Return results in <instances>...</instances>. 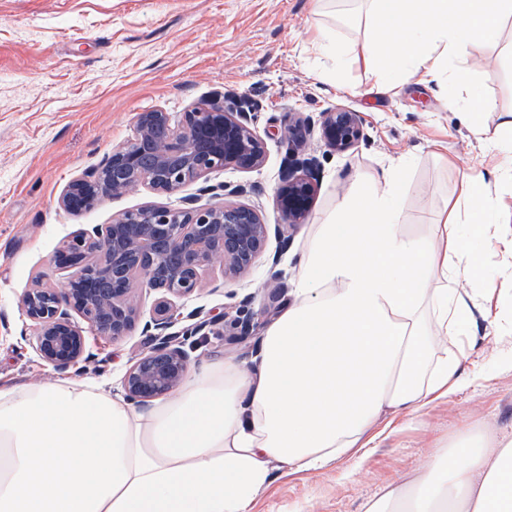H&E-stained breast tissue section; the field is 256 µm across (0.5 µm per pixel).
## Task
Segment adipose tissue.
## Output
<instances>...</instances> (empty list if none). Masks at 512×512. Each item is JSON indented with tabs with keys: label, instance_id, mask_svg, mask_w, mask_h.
Returning a JSON list of instances; mask_svg holds the SVG:
<instances>
[{
	"label": "adipose tissue",
	"instance_id": "ef3b65f1",
	"mask_svg": "<svg viewBox=\"0 0 512 512\" xmlns=\"http://www.w3.org/2000/svg\"><path fill=\"white\" fill-rule=\"evenodd\" d=\"M360 2L381 38L350 52L379 84H442L449 60L495 41L512 16V0ZM401 211L387 169L310 225L260 367L203 363L144 410L88 379L0 387V512H248L270 461L323 467L455 393V344L474 311L503 329L480 290L461 285L482 274L498 200L477 171L438 236L410 234ZM365 512H512V438L452 436Z\"/></svg>",
	"mask_w": 512,
	"mask_h": 512
}]
</instances>
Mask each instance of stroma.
<instances>
[{"instance_id": "35a3bbf8", "label": "stroma", "mask_w": 512, "mask_h": 512, "mask_svg": "<svg viewBox=\"0 0 512 512\" xmlns=\"http://www.w3.org/2000/svg\"><path fill=\"white\" fill-rule=\"evenodd\" d=\"M365 25L343 22L331 9L315 12L314 0H0V385L93 379L123 393L128 367L152 342L141 324L153 314L156 292L140 296V326L112 341L87 333L92 358L59 371L29 344L34 329L20 296L35 276L48 272L59 242L80 229L111 223L123 211L146 205L172 208L179 195L142 186L92 209L70 213L59 198L74 178L95 167L112 148L134 134L139 113L160 109L180 118L195 103L229 93L249 98L259 110L258 130L266 142L264 165L251 172L226 169L215 182L259 185L268 223H280L272 207L288 145L281 129L292 112L317 116L336 105L360 112L363 136L336 152L320 138L310 148L321 165L319 189L307 224L324 223L351 191L382 169L394 167L402 196L403 222L419 234L435 231L448 198L457 196L464 174L491 170L494 143L475 136L469 104L448 110L434 85L376 87L369 72L342 60L343 48L373 39ZM468 64L473 83L489 107L479 115L495 127L512 110V18L497 43H474ZM496 77L484 80L483 70ZM502 203L503 222L485 255L484 303L512 306V177L491 181ZM298 225L284 259L272 264L278 239H269L244 283L206 272L200 290L179 299L182 312L201 308L235 316L245 294L256 301L280 289L290 298V260L306 231ZM192 363L205 358L254 360L261 339L190 336ZM496 336L476 328V345L461 366L472 384L435 401L419 417L397 420L361 467L342 456L324 467L298 473L272 463L270 486L249 512H362L391 481L411 479L435 455L439 440L468 428L512 435V371L495 357Z\"/></svg>"}]
</instances>
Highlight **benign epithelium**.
Returning <instances> with one entry per match:
<instances>
[{
    "label": "benign epithelium",
    "mask_w": 512,
    "mask_h": 512,
    "mask_svg": "<svg viewBox=\"0 0 512 512\" xmlns=\"http://www.w3.org/2000/svg\"><path fill=\"white\" fill-rule=\"evenodd\" d=\"M248 99L225 96L198 103L177 122L160 109L137 116L134 136L112 149L97 167L72 180L60 203L70 212L92 209L128 190L147 185L159 194H174L203 182L197 192L182 197L179 208L147 205L112 217V222L82 230L62 241L50 260L57 271L69 273L59 291L40 283L20 298L23 314L35 328L32 345L43 361L56 369L78 363L86 353L84 329L119 340L128 335L138 316L135 287L161 292L153 315L143 326L153 346L127 369V397L146 403L175 392L190 369V355L179 341L176 324L191 320L190 333L207 335L226 316L203 317V311H179L176 298L194 294L202 275L221 262L224 279L247 277L263 254L270 234L287 243L284 227L305 223L317 193L314 156L308 140L319 132L336 151L352 148L363 134V117L345 107L330 106L319 118L291 116L281 135L288 140V163L274 207L283 223L267 224L256 207L233 198L261 194L252 184L209 183L219 169L251 172L266 160L265 142L257 127L258 113ZM222 198L204 203L202 197ZM248 295L230 321L234 338L253 335L271 306L248 309ZM84 322L79 325L71 312Z\"/></svg>",
    "instance_id": "1"
}]
</instances>
